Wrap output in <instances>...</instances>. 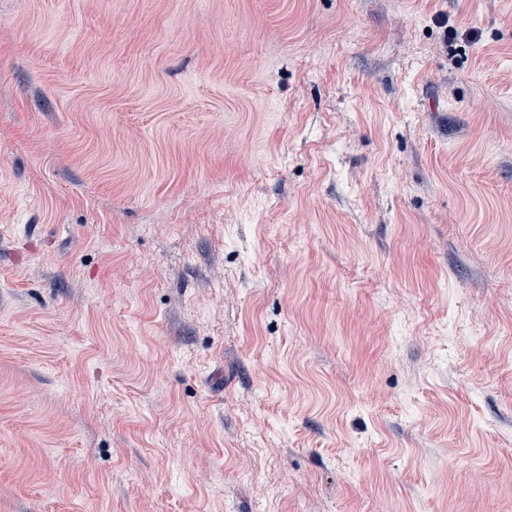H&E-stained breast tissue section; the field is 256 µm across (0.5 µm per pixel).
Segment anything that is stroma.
Here are the masks:
<instances>
[{
	"label": "stroma",
	"instance_id": "obj_1",
	"mask_svg": "<svg viewBox=\"0 0 512 512\" xmlns=\"http://www.w3.org/2000/svg\"><path fill=\"white\" fill-rule=\"evenodd\" d=\"M0 512H512V0H0Z\"/></svg>",
	"mask_w": 512,
	"mask_h": 512
}]
</instances>
